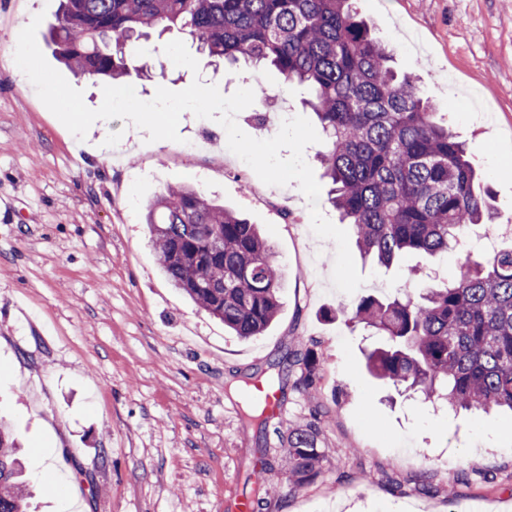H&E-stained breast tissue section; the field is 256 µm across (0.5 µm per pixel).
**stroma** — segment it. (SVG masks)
I'll return each mask as SVG.
<instances>
[{"instance_id": "35a3bbf8", "label": "stroma", "mask_w": 512, "mask_h": 512, "mask_svg": "<svg viewBox=\"0 0 512 512\" xmlns=\"http://www.w3.org/2000/svg\"><path fill=\"white\" fill-rule=\"evenodd\" d=\"M59 0H0V48L36 14L48 63L103 102V82L75 75L49 43ZM399 72L415 77L466 141L499 221L512 225V0H355ZM142 41L127 79L139 98L193 80L223 95L238 83L199 59L172 67ZM252 107L236 121L268 139L281 111L310 117L307 86L256 71ZM263 110V121L254 113ZM181 142L149 141L131 121L95 122L78 139L41 102L16 63L0 65V420L19 440L37 492L31 512H232L263 469L274 493L262 512H512V415L475 416L400 395L366 369L378 339L332 311L349 297H391L412 267L458 276V252L409 253L391 267L356 260L366 282L335 290L336 245L311 230L297 183L264 184L224 152V129L183 113ZM193 185L260 225L284 278L265 333L242 339L157 271L145 208L167 186ZM315 359L306 371L305 354ZM312 386H305V375ZM275 376L278 434L258 443L242 420L243 382ZM315 428L318 473L292 487L282 434Z\"/></svg>"}]
</instances>
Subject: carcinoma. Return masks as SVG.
Listing matches in <instances>:
<instances>
[{
	"label": "carcinoma",
	"instance_id": "1",
	"mask_svg": "<svg viewBox=\"0 0 512 512\" xmlns=\"http://www.w3.org/2000/svg\"><path fill=\"white\" fill-rule=\"evenodd\" d=\"M174 28L206 57L267 67L312 90L328 199L362 255L387 267L406 253L454 250L471 226L493 223L465 143L393 69L352 0H60L49 39L74 74L119 80L148 30ZM146 224L171 284L236 335L258 336L276 318L281 271L256 225L192 186L166 187ZM354 317L384 337L366 354L383 382L455 410L512 411V247L464 254L451 284L414 276L391 299L363 297ZM244 423L266 430L253 398ZM19 452L0 425V512H27ZM323 456L314 430L288 432L281 462L291 485L305 484Z\"/></svg>",
	"mask_w": 512,
	"mask_h": 512
}]
</instances>
